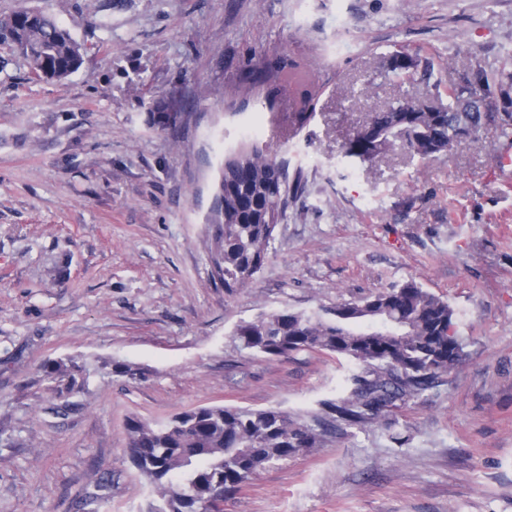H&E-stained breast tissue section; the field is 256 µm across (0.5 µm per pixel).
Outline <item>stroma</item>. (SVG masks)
I'll return each mask as SVG.
<instances>
[{
    "instance_id": "1",
    "label": "stroma",
    "mask_w": 512,
    "mask_h": 512,
    "mask_svg": "<svg viewBox=\"0 0 512 512\" xmlns=\"http://www.w3.org/2000/svg\"><path fill=\"white\" fill-rule=\"evenodd\" d=\"M42 8L88 53L61 82L31 79L0 42V512H146L152 487L126 421L202 405L310 417L351 391L353 364L253 357L235 328L325 312L413 280L454 311L465 355L387 426L349 428L267 468L224 512H512V133L474 132L427 160L347 156L358 126L403 93L396 50L454 83L512 55V0H0ZM289 56L312 76L240 109L248 61ZM309 94L315 112L278 123ZM179 112L150 126L149 101ZM257 123L302 192L246 288L211 279L204 240L218 169ZM86 362L82 390L40 371ZM138 368L129 380L112 362Z\"/></svg>"
}]
</instances>
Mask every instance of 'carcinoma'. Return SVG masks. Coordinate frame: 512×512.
I'll return each instance as SVG.
<instances>
[{
    "instance_id": "obj_1",
    "label": "carcinoma",
    "mask_w": 512,
    "mask_h": 512,
    "mask_svg": "<svg viewBox=\"0 0 512 512\" xmlns=\"http://www.w3.org/2000/svg\"><path fill=\"white\" fill-rule=\"evenodd\" d=\"M0 39L10 41L27 61L30 75L61 82L84 62L87 48L49 12L20 8L0 16ZM512 62L489 72L477 68L481 90L433 80V57L390 53L386 68L411 87L402 97L373 112L355 132L364 143L362 162L407 150L428 159L449 152L469 130L494 127L506 134L504 120L485 102L497 87L512 85ZM308 78L293 61H262L243 80L265 98L283 85L298 87ZM429 92L420 100L413 87ZM149 123L160 132L173 129L167 106L156 102ZM301 172L260 147L257 140L230 152L221 168L206 223L207 249L214 282L232 293L246 287L264 266L270 241L301 189ZM237 347L265 358L317 351L353 361L347 398L326 400L307 422L270 407L198 406L163 422L133 417L127 422L128 453L156 495L147 512H207L218 496L240 491L262 470L324 448L336 432L365 427L385 417L397 401L418 398L434 388L464 356L448 302L414 281L336 307L333 317L281 311L238 326ZM58 392L79 391L89 374L73 359L50 360L40 367Z\"/></svg>"
}]
</instances>
